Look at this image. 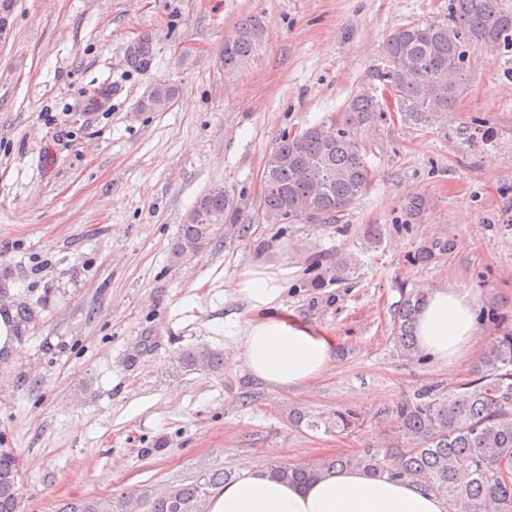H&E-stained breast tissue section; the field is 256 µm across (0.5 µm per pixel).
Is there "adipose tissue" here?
I'll return each mask as SVG.
<instances>
[{
    "mask_svg": "<svg viewBox=\"0 0 512 512\" xmlns=\"http://www.w3.org/2000/svg\"><path fill=\"white\" fill-rule=\"evenodd\" d=\"M287 274L284 268L250 265L226 283L250 312L236 349L253 377L283 389L320 377L333 346L328 336L284 312ZM478 334L469 293L455 289H436L416 319L420 349L445 364L458 362ZM206 512H448V502L419 486L354 470L332 472L300 488L248 466L211 494Z\"/></svg>",
    "mask_w": 512,
    "mask_h": 512,
    "instance_id": "obj_1",
    "label": "adipose tissue"
}]
</instances>
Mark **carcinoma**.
Segmentation results:
<instances>
[{
	"instance_id": "1",
	"label": "carcinoma",
	"mask_w": 512,
	"mask_h": 512,
	"mask_svg": "<svg viewBox=\"0 0 512 512\" xmlns=\"http://www.w3.org/2000/svg\"><path fill=\"white\" fill-rule=\"evenodd\" d=\"M261 21L242 22L224 42V68L238 67L259 46ZM512 49V8L504 0H448V16L410 23L391 31L382 46V66L375 80L394 104L378 95L348 100L342 116L284 136L268 155L264 170L261 216L268 224H322L336 218L367 188L371 169L353 130L368 127L376 115L400 112L415 125H426L447 113L466 92V77L477 55ZM174 97L164 84L153 88L143 107L160 111ZM239 221V208L221 188L201 196L181 224L175 251L195 255L215 236L207 232L215 219ZM428 293H406L395 310L393 339L400 352L419 351L413 335L415 318ZM498 334L480 361V376L448 394L422 390L396 408L398 442L369 448L360 455L325 459L316 464H272L268 471L296 485L310 484L331 470L362 471L372 477L407 481L448 499L453 512H512V321L495 316ZM179 360L191 370H223L219 352L208 347L186 348ZM296 425L310 430L350 432L359 417L338 411L329 416L293 413ZM19 458L0 451V512H18ZM233 478L215 472L189 484L171 485L148 504L147 512H200L208 489ZM141 503L119 495L109 502H83L69 512H140Z\"/></svg>"
}]
</instances>
